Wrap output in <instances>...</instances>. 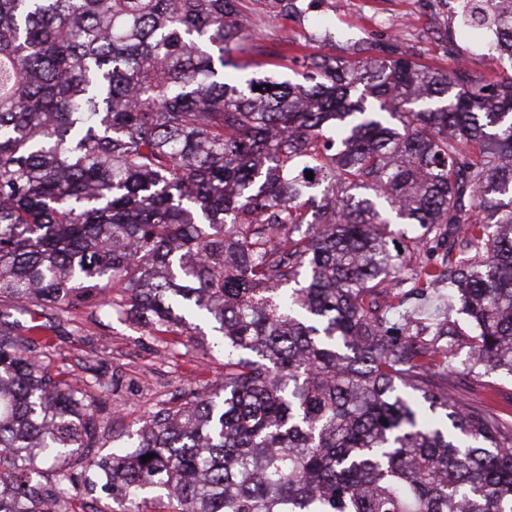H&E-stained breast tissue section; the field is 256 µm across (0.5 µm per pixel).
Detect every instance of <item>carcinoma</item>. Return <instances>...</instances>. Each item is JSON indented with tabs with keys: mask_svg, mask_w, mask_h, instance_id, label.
I'll use <instances>...</instances> for the list:
<instances>
[{
	"mask_svg": "<svg viewBox=\"0 0 512 512\" xmlns=\"http://www.w3.org/2000/svg\"><path fill=\"white\" fill-rule=\"evenodd\" d=\"M483 22L512 62V0H457ZM251 40L241 0H0V512H78L72 457L111 512H512V434L433 380L452 312L512 374V75L395 35L228 71ZM83 306L202 320L224 381L84 460L105 405L11 314Z\"/></svg>",
	"mask_w": 512,
	"mask_h": 512,
	"instance_id": "cac0c4a2",
	"label": "carcinoma"
}]
</instances>
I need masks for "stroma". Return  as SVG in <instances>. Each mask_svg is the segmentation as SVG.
Segmentation results:
<instances>
[{
  "label": "stroma",
  "instance_id": "obj_1",
  "mask_svg": "<svg viewBox=\"0 0 512 512\" xmlns=\"http://www.w3.org/2000/svg\"><path fill=\"white\" fill-rule=\"evenodd\" d=\"M253 41L233 59L241 73H257L258 63H276L285 75L301 66L285 57L287 47L304 54L354 59L357 48L381 32L411 38L422 50V63L437 67L461 61L485 72L489 63L476 33L449 34L451 9L424 7L421 0H300V14H282L279 0H243ZM52 326V367L65 370L73 385L96 391L106 404L100 432L104 451L135 435L143 421L174 397L224 378V359L208 355L184 335L149 332L138 322L92 314L90 309L45 312ZM436 383L468 406H489L512 430V376L496 372L477 378L463 364Z\"/></svg>",
  "mask_w": 512,
  "mask_h": 512
}]
</instances>
